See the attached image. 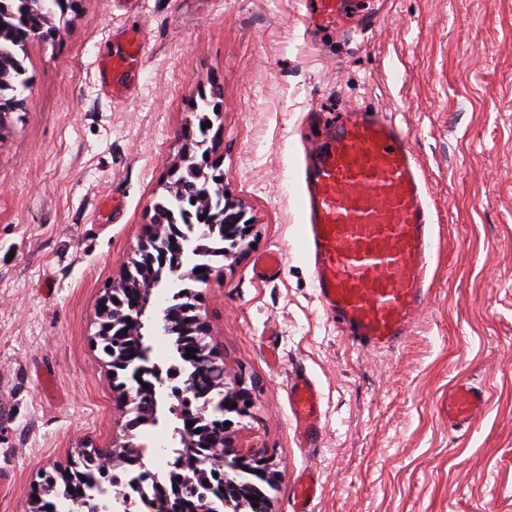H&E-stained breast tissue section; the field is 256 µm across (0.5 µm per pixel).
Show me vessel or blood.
<instances>
[{
  "mask_svg": "<svg viewBox=\"0 0 512 512\" xmlns=\"http://www.w3.org/2000/svg\"><path fill=\"white\" fill-rule=\"evenodd\" d=\"M309 22L365 30L378 17L377 0H304ZM126 50L99 51L95 65L113 94L144 55L137 31L124 30ZM303 237L317 298L346 337L369 349H389L412 331L429 289L434 214L406 134L381 112L344 114L317 144L306 172ZM291 412L305 443L320 429V394L307 377L289 385ZM487 400L461 381L448 392V424L465 428ZM314 472L295 481L292 512H313Z\"/></svg>",
  "mask_w": 512,
  "mask_h": 512,
  "instance_id": "obj_1",
  "label": "vessel or blood"
}]
</instances>
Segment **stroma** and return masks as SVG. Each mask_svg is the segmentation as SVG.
<instances>
[{"instance_id": "stroma-1", "label": "stroma", "mask_w": 512, "mask_h": 512, "mask_svg": "<svg viewBox=\"0 0 512 512\" xmlns=\"http://www.w3.org/2000/svg\"><path fill=\"white\" fill-rule=\"evenodd\" d=\"M145 41L130 92L102 89L98 49ZM33 84L0 124V512H31L45 471L121 434L96 309L164 195L200 95L215 103L224 192L256 224L241 261L195 284L227 375L254 397L236 431L282 472L274 512L315 471L314 512H512V0H384L372 31L314 29L302 0H81L58 44H28ZM376 109L408 134L437 224L430 294L387 351L352 345L315 295L302 245L310 126ZM282 253L276 276L255 268ZM321 394L301 447L288 382ZM486 395L448 425V391ZM136 430L148 467L176 422ZM487 400L484 392L468 381L456 383L448 391V425L454 428L469 427L479 416Z\"/></svg>"}]
</instances>
